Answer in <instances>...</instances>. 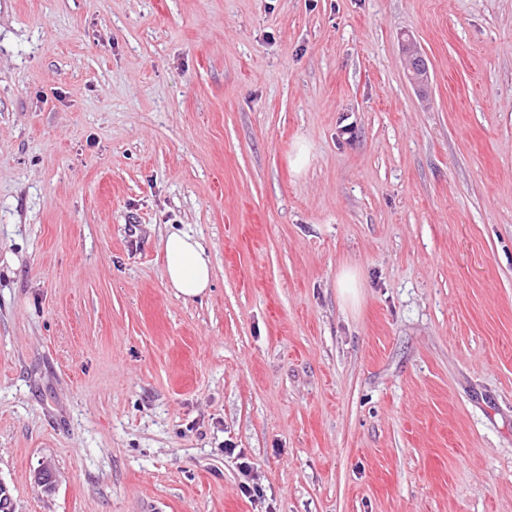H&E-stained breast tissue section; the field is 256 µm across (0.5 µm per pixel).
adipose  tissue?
I'll list each match as a JSON object with an SVG mask.
<instances>
[{"mask_svg":"<svg viewBox=\"0 0 512 512\" xmlns=\"http://www.w3.org/2000/svg\"><path fill=\"white\" fill-rule=\"evenodd\" d=\"M164 276L170 288L184 300L193 301L209 291L211 260L200 242L185 233L169 234L162 241Z\"/></svg>","mask_w":512,"mask_h":512,"instance_id":"obj_1","label":"adipose tissue"}]
</instances>
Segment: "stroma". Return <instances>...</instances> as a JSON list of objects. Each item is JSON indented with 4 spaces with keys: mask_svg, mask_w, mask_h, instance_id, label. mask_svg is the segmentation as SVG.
I'll list each match as a JSON object with an SVG mask.
<instances>
[{
    "mask_svg": "<svg viewBox=\"0 0 512 512\" xmlns=\"http://www.w3.org/2000/svg\"><path fill=\"white\" fill-rule=\"evenodd\" d=\"M0 480L14 512H512V0H0ZM165 256L164 276L184 301H193L209 291L211 260L200 242L186 233H171L161 242Z\"/></svg>",
    "mask_w": 512,
    "mask_h": 512,
    "instance_id": "obj_1",
    "label": "stroma"
}]
</instances>
